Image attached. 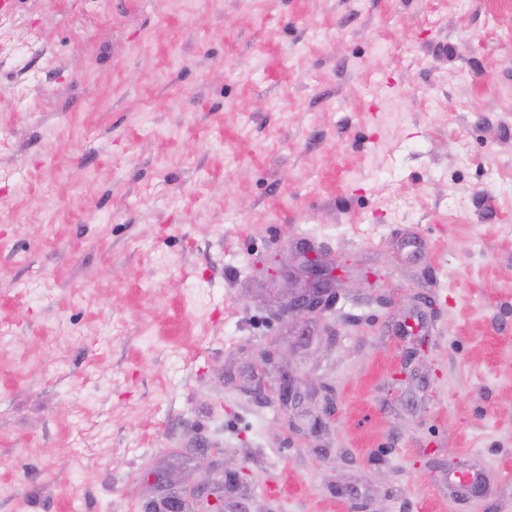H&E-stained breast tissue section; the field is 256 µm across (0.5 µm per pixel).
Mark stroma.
Returning a JSON list of instances; mask_svg holds the SVG:
<instances>
[{
    "instance_id": "1",
    "label": "stroma",
    "mask_w": 512,
    "mask_h": 512,
    "mask_svg": "<svg viewBox=\"0 0 512 512\" xmlns=\"http://www.w3.org/2000/svg\"><path fill=\"white\" fill-rule=\"evenodd\" d=\"M197 448L224 512H512V0L0 14V512H150ZM335 261L320 264H310L304 282L300 281L294 287V295L288 299L284 313L288 318L302 319L309 315L318 314L323 298L332 293ZM266 390L268 396L276 397L283 406H287L294 395L292 380L286 374L272 376Z\"/></svg>"
}]
</instances>
